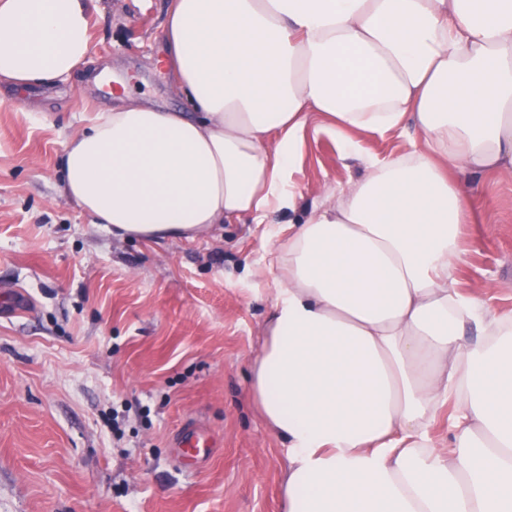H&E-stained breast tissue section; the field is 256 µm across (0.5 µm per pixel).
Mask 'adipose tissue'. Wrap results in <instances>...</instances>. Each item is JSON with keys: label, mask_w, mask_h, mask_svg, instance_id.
I'll list each match as a JSON object with an SVG mask.
<instances>
[{"label": "adipose tissue", "mask_w": 512, "mask_h": 512, "mask_svg": "<svg viewBox=\"0 0 512 512\" xmlns=\"http://www.w3.org/2000/svg\"><path fill=\"white\" fill-rule=\"evenodd\" d=\"M89 24V0H0V82L66 80ZM164 60L186 111L126 101L64 146L65 193L109 233L193 241L293 207L315 114L364 167L268 247L248 364L288 444L284 512H512V316L455 278L473 177L512 172V0H173ZM395 131L410 151L364 153Z\"/></svg>", "instance_id": "adipose-tissue-1"}]
</instances>
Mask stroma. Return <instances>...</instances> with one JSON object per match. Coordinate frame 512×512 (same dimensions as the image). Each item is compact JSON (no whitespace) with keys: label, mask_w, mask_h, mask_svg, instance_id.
I'll return each instance as SVG.
<instances>
[{"label":"stroma","mask_w":512,"mask_h":512,"mask_svg":"<svg viewBox=\"0 0 512 512\" xmlns=\"http://www.w3.org/2000/svg\"><path fill=\"white\" fill-rule=\"evenodd\" d=\"M171 0H90L91 55L64 82L0 84V512H282L285 443L250 397L273 303L266 234L361 173L306 132L304 197L262 224L186 241L119 239L64 193L60 161L121 82L182 101L159 61ZM457 288L512 311V172L481 177ZM191 429L212 446L182 455Z\"/></svg>","instance_id":"obj_1"}]
</instances>
